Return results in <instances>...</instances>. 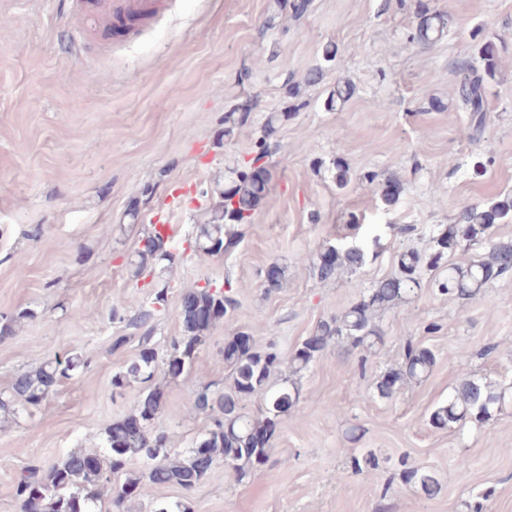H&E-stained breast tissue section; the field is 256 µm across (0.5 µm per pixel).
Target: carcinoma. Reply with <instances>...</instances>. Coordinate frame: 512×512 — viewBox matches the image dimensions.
Here are the masks:
<instances>
[{"instance_id": "obj_1", "label": "carcinoma", "mask_w": 512, "mask_h": 512, "mask_svg": "<svg viewBox=\"0 0 512 512\" xmlns=\"http://www.w3.org/2000/svg\"><path fill=\"white\" fill-rule=\"evenodd\" d=\"M417 24L410 40L426 46L441 39L449 29L448 14L433 10L425 0H416ZM478 57L460 70L457 87L459 102L469 112L468 136L481 132L486 124L484 87L496 79L500 69V50L491 39L477 49ZM325 66L309 69L302 82L288 84L291 110L303 106L301 85H317L324 80ZM355 92L353 83H338L324 102L333 111L344 105ZM251 109L237 105L224 113V137L250 119ZM287 112H271L266 116L263 136L243 160L230 170V184L214 191L209 219L198 225L196 250L222 257L241 241L239 227L252 223L255 212L265 200L272 177L271 137ZM332 179L343 189L350 182L349 166L343 158L333 160ZM401 185L391 179L381 191L386 206L395 205ZM512 223V195H504L486 206H466L452 224L433 231L431 246L426 251L409 248L397 255L398 273L376 281L361 298L341 313L318 321L314 330L288 357L275 348L246 351L239 331L224 341V362L233 375L227 391H215L211 385L196 387L191 393L194 410L205 415L209 427L192 440L189 448L178 450L168 445V437L160 428L165 393L156 384L158 375L176 380L187 374L206 333L232 314L237 301L232 290L206 284L187 290L180 296L176 317L182 335L171 340L166 352H160L153 337L139 339V350L126 369L112 376V387L119 391L137 387L133 409L127 416L105 428L102 448L74 449L59 457L45 470L30 467L21 471L12 486L14 498L22 512H123L124 505L140 498L145 486L174 485L192 491L202 485L219 464L231 470L237 480L247 478L264 465L272 447L273 435L283 417L291 412L299 396L294 377L306 370L325 351L331 340L341 343L348 352L359 353L360 368L368 356L384 345L377 324L380 312L410 304L422 295L423 275L441 271L435 286L450 299L475 300L494 279L512 273V239L495 237L497 224ZM171 236L154 229L143 237L135 251L133 276L138 278L157 266L175 261L169 250ZM485 244L484 253L466 264L450 261L462 245ZM366 250L359 244L329 245L308 258L313 274L321 281L334 278L341 269L354 272L366 261ZM167 303V292L157 291L146 298L131 325L148 324L158 309ZM35 317L31 309H20L0 317V339L6 337L20 321ZM435 364L434 353L427 347L406 344L402 365L381 376L375 389L381 398L393 397L407 383L427 378ZM89 367L88 360L71 352L41 366L18 374L8 394L0 392V422L15 421L31 407L40 405L52 393L62 377ZM284 367L288 376L273 378L275 370ZM260 393L263 404L259 414L246 411L244 398ZM512 406V386L500 382L461 378L448 397L436 407L429 421L437 429L476 422L483 424L496 413ZM142 469H132L134 462ZM403 479L419 486L429 498L441 494L443 487L432 470L408 469Z\"/></svg>"}]
</instances>
